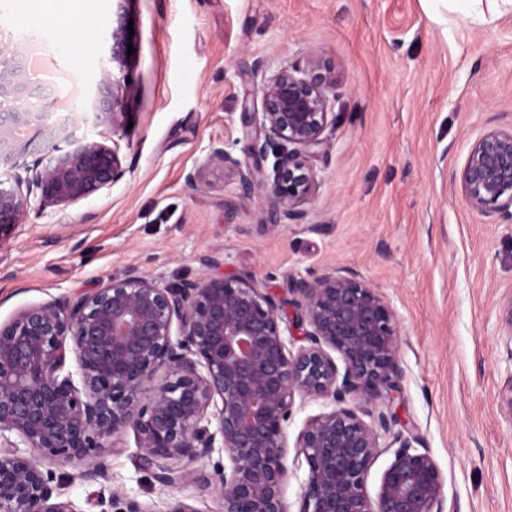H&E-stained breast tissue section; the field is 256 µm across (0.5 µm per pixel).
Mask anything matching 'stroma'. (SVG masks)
<instances>
[{"label":"stroma","mask_w":512,"mask_h":512,"mask_svg":"<svg viewBox=\"0 0 512 512\" xmlns=\"http://www.w3.org/2000/svg\"><path fill=\"white\" fill-rule=\"evenodd\" d=\"M123 9L137 36L123 70L126 125L92 135L119 143L125 174L24 217L0 241V323L129 266L176 283L215 254L214 274L285 301L311 274L354 269L390 299L400 328L397 390L370 412L391 410L393 433L421 438L445 478V512H512V354L500 331L512 223L471 209L460 191L476 138L512 128V14L477 27L458 13L435 23L421 0H93L71 26L0 0V31L21 44L46 36L50 59L85 85L109 55L99 36ZM72 32L83 37L79 59L54 50ZM308 51L335 67L341 87L304 218L277 223L230 174L189 184L213 143L250 160L245 94ZM138 453L133 433L115 437L102 484L63 467L76 512H102L116 491L222 512L194 482L156 483Z\"/></svg>","instance_id":"1"}]
</instances>
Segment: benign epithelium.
I'll return each instance as SVG.
<instances>
[{
    "label": "benign epithelium",
    "instance_id": "obj_1",
    "mask_svg": "<svg viewBox=\"0 0 512 512\" xmlns=\"http://www.w3.org/2000/svg\"><path fill=\"white\" fill-rule=\"evenodd\" d=\"M109 39L110 61L124 66L133 41L124 17ZM338 86L336 70L313 52L264 77L262 109L247 99L240 115L253 162L224 143L187 180L208 186V172L228 171L279 219H301L317 184L311 161L326 151L324 133L336 120ZM127 95V83L105 70L70 107L115 133ZM58 101L32 78L29 48L0 33V167L25 172L0 179V241L30 213L33 191L40 213L125 174L117 141L108 146L48 123ZM460 188L471 208L512 220V130L475 141ZM295 293L291 319L284 302L252 281L202 273L171 284L127 267L102 288L28 306L0 323V512H76L55 468L74 465L87 482L107 479L108 441L129 430L140 466L159 484L188 479L170 462L199 461L220 447L228 463L199 482L220 495L224 512H287L285 425L295 401L307 399L332 408L310 418L295 442L308 467L299 512H444V476L417 437H394L375 496L366 490L393 419L367 422L361 403L390 398L400 374L389 300L342 268L311 275ZM295 330L307 345L293 353ZM112 505L196 512L181 500L155 510L119 492Z\"/></svg>",
    "mask_w": 512,
    "mask_h": 512
}]
</instances>
